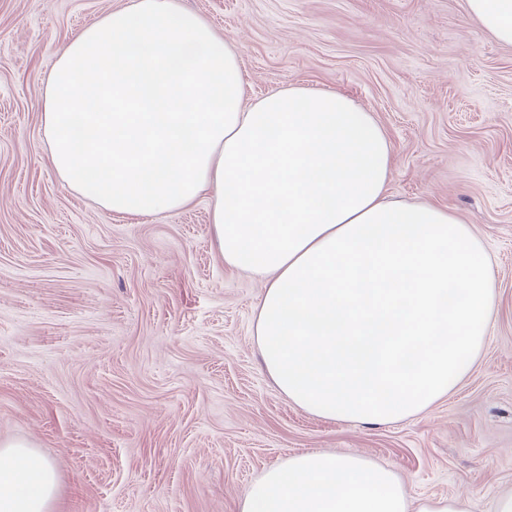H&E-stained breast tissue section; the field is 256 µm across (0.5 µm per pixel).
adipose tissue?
I'll use <instances>...</instances> for the list:
<instances>
[{"mask_svg": "<svg viewBox=\"0 0 512 512\" xmlns=\"http://www.w3.org/2000/svg\"><path fill=\"white\" fill-rule=\"evenodd\" d=\"M512 45V0H467ZM49 160L109 212L144 217L208 195L225 266L265 283L254 337L278 390L317 417L388 424L448 396L494 314L492 261L468 224L386 194L383 128L301 86L248 98L236 48L174 0H133L75 34L44 90ZM53 467L0 444V512H48ZM236 512H466L411 504L389 467L304 452L270 466Z\"/></svg>", "mask_w": 512, "mask_h": 512, "instance_id": "1", "label": "adipose tissue"}]
</instances>
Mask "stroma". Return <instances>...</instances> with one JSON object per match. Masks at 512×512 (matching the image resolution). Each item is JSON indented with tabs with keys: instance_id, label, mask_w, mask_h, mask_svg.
I'll return each instance as SVG.
<instances>
[{
	"instance_id": "35a3bbf8",
	"label": "stroma",
	"mask_w": 512,
	"mask_h": 512,
	"mask_svg": "<svg viewBox=\"0 0 512 512\" xmlns=\"http://www.w3.org/2000/svg\"><path fill=\"white\" fill-rule=\"evenodd\" d=\"M131 0H0V441L53 465L49 512H235L295 454L358 453L411 499L512 490V46L466 0H178L238 49L248 97L338 91L392 145L388 193L448 208L497 307L456 390L389 425L312 416L262 368V280L225 267L206 199L111 214L48 158L41 98L74 33Z\"/></svg>"
}]
</instances>
